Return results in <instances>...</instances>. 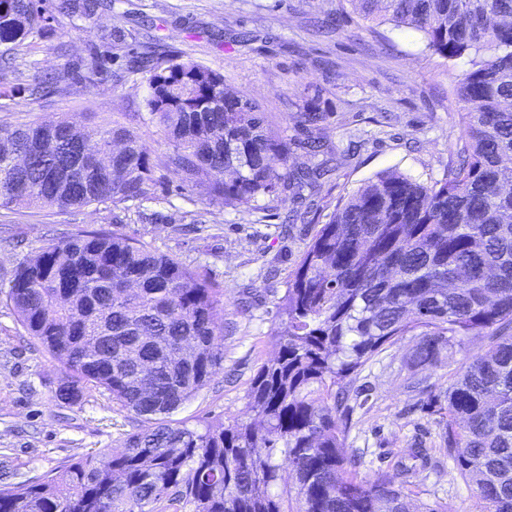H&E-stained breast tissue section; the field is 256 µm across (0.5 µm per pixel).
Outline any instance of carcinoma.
Returning a JSON list of instances; mask_svg holds the SVG:
<instances>
[{
  "label": "carcinoma",
  "mask_w": 512,
  "mask_h": 512,
  "mask_svg": "<svg viewBox=\"0 0 512 512\" xmlns=\"http://www.w3.org/2000/svg\"><path fill=\"white\" fill-rule=\"evenodd\" d=\"M372 27L420 33L425 48L470 68L453 90L464 138L444 178L396 170L365 182L320 225L276 305L278 351L248 391L261 425L174 421L169 415L224 362L216 316L223 289L189 265L116 232L82 231L17 268L7 297L26 332L65 369L57 397L108 394L141 427L116 454L89 453L20 487L0 512H447L413 506L407 469L357 473L345 452L352 376L387 345L420 337L429 363L470 339L485 351L448 386L441 447L488 512H512V0H349ZM42 0H0V69L44 38ZM72 20L112 0H50ZM146 108L173 150L150 160L118 121L68 119L0 127V208L60 211L150 199L156 170L248 205L290 191L303 199L332 175L324 159L288 169V140L224 75L180 55L134 60ZM294 484H280L282 465Z\"/></svg>",
  "instance_id": "1"
}]
</instances>
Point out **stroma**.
Returning a JSON list of instances; mask_svg holds the SVG:
<instances>
[{"instance_id": "1", "label": "stroma", "mask_w": 512, "mask_h": 512, "mask_svg": "<svg viewBox=\"0 0 512 512\" xmlns=\"http://www.w3.org/2000/svg\"><path fill=\"white\" fill-rule=\"evenodd\" d=\"M137 28L140 40H160L165 53L181 54L221 72L225 87L260 103L288 139V163L317 162L301 149L307 138L324 141L338 168L313 197L309 217L293 219L292 197L232 206L161 171L144 218L108 203L61 212L51 207L0 209V483L22 485L87 453H116L140 420L114 411L108 395L86 392L75 405L56 391L65 377L18 322L7 299L18 264L43 246L80 231L112 230L148 242L157 252L206 274L224 290L216 323L224 368L176 412L175 420L249 419L247 393L259 367L278 350L275 306L285 293L317 224L328 222L338 201L376 174L395 169L423 183L443 178L463 136L448 98L468 70L426 51L419 33L385 25L369 28L350 0H112L110 14L72 20L58 16L49 35L21 52L0 75V126L70 117L76 124L121 120L141 112L149 93L142 75L126 73L128 49L111 45L115 28ZM249 33L247 43L236 42ZM56 79L42 97L23 88L45 75ZM319 107L325 119L304 127L295 116ZM199 228H191L192 220ZM418 337L406 336L354 374L368 400L354 406L347 453H359V475L388 467L393 456L412 458L408 479L419 501L448 512H483L484 505L457 476L440 450L442 421L426 408L444 399L456 371L480 354L471 340L440 351L420 368L423 393L408 391Z\"/></svg>"}]
</instances>
